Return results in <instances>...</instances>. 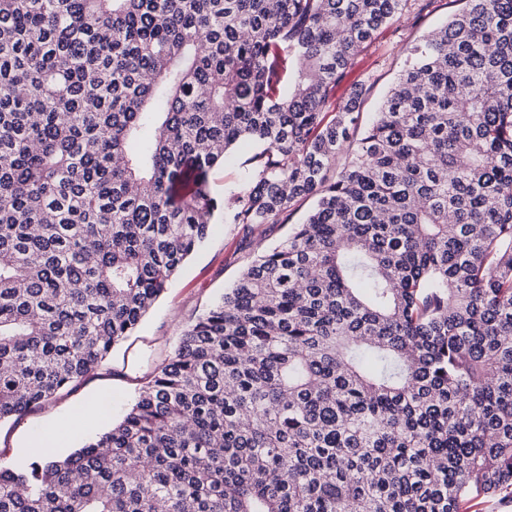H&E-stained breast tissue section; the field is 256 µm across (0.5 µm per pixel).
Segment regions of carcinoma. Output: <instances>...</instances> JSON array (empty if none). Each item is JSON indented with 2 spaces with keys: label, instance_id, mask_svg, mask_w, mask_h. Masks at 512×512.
<instances>
[{
  "label": "carcinoma",
  "instance_id": "cac0c4a2",
  "mask_svg": "<svg viewBox=\"0 0 512 512\" xmlns=\"http://www.w3.org/2000/svg\"><path fill=\"white\" fill-rule=\"evenodd\" d=\"M410 9L0 0V422L100 368L216 220L317 197L120 421L0 464V512H462L512 487V0L423 36L356 143L362 90L326 112ZM255 147L243 146L239 151H234L232 156L224 163V167L215 168L210 172L209 181L212 192L219 197L224 196V191L239 189L245 184V167L243 161L250 157Z\"/></svg>",
  "mask_w": 512,
  "mask_h": 512
}]
</instances>
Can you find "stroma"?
<instances>
[{
	"instance_id": "obj_1",
	"label": "stroma",
	"mask_w": 512,
	"mask_h": 512,
	"mask_svg": "<svg viewBox=\"0 0 512 512\" xmlns=\"http://www.w3.org/2000/svg\"><path fill=\"white\" fill-rule=\"evenodd\" d=\"M459 8L458 0H424L422 6L382 26L337 85L333 103H343L353 88H362L361 123L369 125L411 47ZM312 205L309 198L298 201L288 224H267L257 232L239 224H215L138 331L113 350L101 369L44 406L0 425V461L30 462L39 454L37 440L49 431L59 440V454H67L119 419L147 378L168 360L182 328L223 295L259 247L278 244L289 224L301 223Z\"/></svg>"
}]
</instances>
